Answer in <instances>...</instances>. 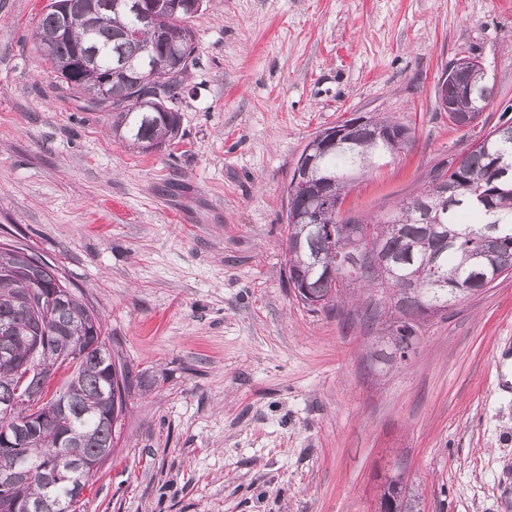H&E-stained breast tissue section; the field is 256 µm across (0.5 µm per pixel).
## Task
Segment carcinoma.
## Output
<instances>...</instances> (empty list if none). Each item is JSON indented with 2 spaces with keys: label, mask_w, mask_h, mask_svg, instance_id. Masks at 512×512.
I'll return each mask as SVG.
<instances>
[{
  "label": "carcinoma",
  "mask_w": 512,
  "mask_h": 512,
  "mask_svg": "<svg viewBox=\"0 0 512 512\" xmlns=\"http://www.w3.org/2000/svg\"><path fill=\"white\" fill-rule=\"evenodd\" d=\"M60 2L54 0L34 34L39 57L56 68L62 82L87 107L112 113V133L127 146L145 153L151 144L175 139L180 128L175 100L189 69L196 65L190 26L195 13L186 6L176 13L161 9L141 24L130 10L114 5L116 0H96L105 20L93 33L79 22L69 33L59 34L55 7ZM160 34L177 44L185 62L179 77L168 82L161 81L162 72L146 70L153 83L160 84L161 97L149 98L142 108L134 96V83L115 64L126 60L139 65L151 51L163 54ZM85 46L99 50L97 66L85 70L77 65L63 72L60 63L74 59ZM109 71L112 94L104 96L96 87ZM447 93L464 111L475 105L487 107L493 87L482 81L472 100L459 95L451 83ZM379 123L392 130L386 140L363 132L355 147L321 154L304 185L288 184L286 266L290 283L330 302L352 298L365 288L393 287L401 279L418 282L421 299L405 307L371 309L372 324L387 326V336L398 347L419 339L428 311H448L459 298L482 290L512 268V123L482 134L480 147L460 161L451 157L432 168L420 190L387 216L365 221L354 215L344 223L336 215V197L348 194L349 176L411 144L410 135L404 142L396 139L397 130H409L406 125L387 118ZM320 223L339 225L335 244L323 238ZM352 224L373 226L374 244L390 256L392 266L362 265L341 288L330 270L336 268L339 249L353 243ZM10 265L24 273L19 278L0 274V404L19 388L29 390L33 400L12 416L0 414V430L23 422L20 447L28 457L23 474L3 492L30 505L31 512H81L86 502L76 490L86 488L90 472L75 469L57 474L50 464L60 458L65 465L76 466L114 448L131 395L130 371L116 358L94 308L72 292L63 301L50 298L51 289L68 287L55 266L19 243L9 245L5 254L0 252V270ZM39 324L53 346L35 357L42 372L24 381L13 361L26 357L28 349L20 337ZM63 367L73 369L65 390L46 397L50 372ZM59 403L56 420H42V412Z\"/></svg>",
  "instance_id": "cac0c4a2"
}]
</instances>
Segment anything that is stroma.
<instances>
[{
    "label": "stroma",
    "mask_w": 512,
    "mask_h": 512,
    "mask_svg": "<svg viewBox=\"0 0 512 512\" xmlns=\"http://www.w3.org/2000/svg\"><path fill=\"white\" fill-rule=\"evenodd\" d=\"M51 2L0 0V241L60 269L138 379L85 512H376L397 478L424 512H512V274L399 359L364 300L310 311L285 266L320 131L411 127L347 195L370 219L512 119V0H204L179 134L153 153L37 55ZM465 56L494 89L475 129L434 96Z\"/></svg>",
    "instance_id": "1"
}]
</instances>
